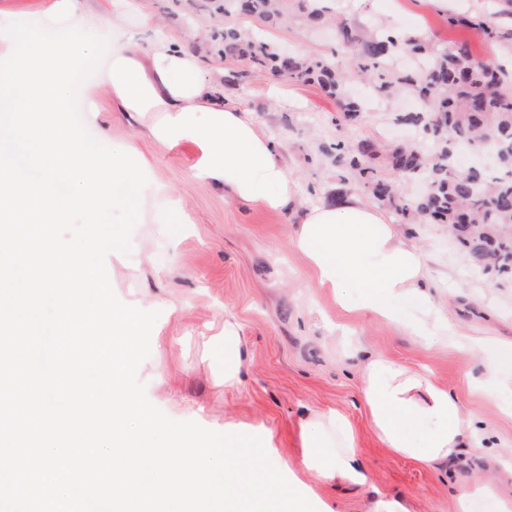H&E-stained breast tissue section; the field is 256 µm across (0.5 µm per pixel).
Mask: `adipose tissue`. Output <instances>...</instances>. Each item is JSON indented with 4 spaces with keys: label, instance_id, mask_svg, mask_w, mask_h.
Masks as SVG:
<instances>
[{
    "label": "adipose tissue",
    "instance_id": "obj_1",
    "mask_svg": "<svg viewBox=\"0 0 512 512\" xmlns=\"http://www.w3.org/2000/svg\"><path fill=\"white\" fill-rule=\"evenodd\" d=\"M98 86L135 123L170 149L192 146V172L224 188L236 202L273 212L297 211L292 244L320 287L337 299L354 296L360 310L397 324V300L427 298L428 272L419 251L376 209L356 196L298 208L295 182L271 137L251 113L224 102V85L201 72L197 55L157 37L149 47L113 43ZM97 86V87H98ZM361 394L377 439L404 457L447 466L476 450L475 416H461L452 392L381 355L361 367ZM428 424L424 448L406 435L408 421ZM302 463L317 479L354 486L366 475L352 426L340 414H315L301 424Z\"/></svg>",
    "mask_w": 512,
    "mask_h": 512
}]
</instances>
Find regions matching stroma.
I'll return each mask as SVG.
<instances>
[{"label": "stroma", "instance_id": "stroma-1", "mask_svg": "<svg viewBox=\"0 0 512 512\" xmlns=\"http://www.w3.org/2000/svg\"><path fill=\"white\" fill-rule=\"evenodd\" d=\"M124 28L141 45L156 30L188 46L202 14L187 0H130ZM492 0H332V12L364 26L385 22L394 33L412 29L439 41L469 40L481 60L512 62L472 29L450 26L457 13L477 15ZM260 34L292 53L332 56L349 51L325 26L260 27ZM227 104L252 112L272 137L297 184L298 202L308 207L327 201L344 176L325 147L359 142L397 144L418 140L397 124L415 96L383 99L374 110L346 119L333 97L315 84L256 75L243 90L226 93ZM100 117L87 131L101 144L134 147L148 161L151 179L176 196L186 223L172 238L161 234L152 210L131 233L130 253L112 259L108 277L116 296L143 310L159 311L150 336L151 354L137 371L149 401L178 421L192 420L220 431L225 423H245L270 436L274 462L310 486L320 512H456L464 485L476 478L493 481L512 501V397L495 399L482 390L492 377L477 345L512 348V279L483 272L442 224H406L400 212L357 189L367 205L378 207L387 223L423 253L430 295L448 339L414 336L361 312L352 302L337 303L319 287L305 260L291 244L296 214L266 211L235 202L227 192L194 180V151L170 150L131 123L109 93L98 97ZM420 148L427 141L418 140ZM153 247L165 272L139 263L141 248ZM240 325L247 360L237 382L224 384V314ZM423 370L475 414L486 431L480 451L468 455L452 475L415 458L383 448L362 400L357 346ZM336 410L351 421L367 482L360 487L322 483L301 470L299 422L314 411Z\"/></svg>", "mask_w": 512, "mask_h": 512}]
</instances>
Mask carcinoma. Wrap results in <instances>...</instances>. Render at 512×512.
<instances>
[{
	"mask_svg": "<svg viewBox=\"0 0 512 512\" xmlns=\"http://www.w3.org/2000/svg\"><path fill=\"white\" fill-rule=\"evenodd\" d=\"M308 21L324 18L320 0H211L210 16H235L268 26L292 23L291 2ZM499 9L484 16L456 17L452 24L479 30L491 44L512 55V0H498ZM336 29L351 51V75L373 91L390 96L405 88L430 101L426 112H405L397 121L422 128L431 143L426 152L397 146L389 150L391 168L400 176L426 183L423 197L400 204L407 224H446L471 259L487 273L512 278V70L488 61L476 65L466 40L441 43L422 34L400 39L384 31L362 36L347 20ZM223 56L224 88L237 90L255 71L286 80L316 82L336 98L351 118L360 111L346 92L349 76L324 56H290L238 23H217L208 30ZM485 144L494 151V169L459 173L453 164L457 145ZM347 169L352 182L380 201L397 199L394 186L378 174V148L361 142L348 149L338 142L326 149Z\"/></svg>",
	"mask_w": 512,
	"mask_h": 512,
	"instance_id": "cac0c4a2",
	"label": "carcinoma"
}]
</instances>
